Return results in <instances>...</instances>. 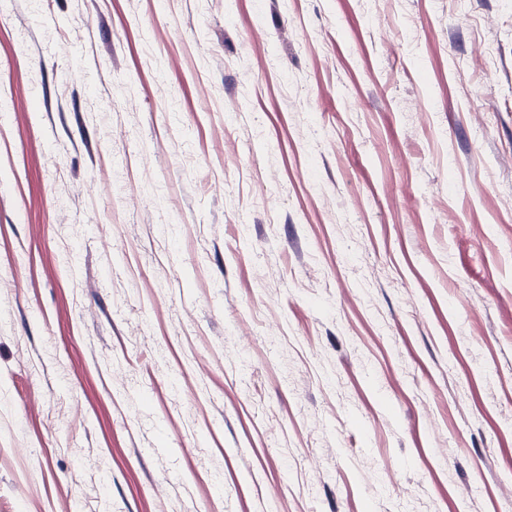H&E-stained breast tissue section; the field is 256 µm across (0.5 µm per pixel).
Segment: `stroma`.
<instances>
[{
  "instance_id": "1",
  "label": "stroma",
  "mask_w": 512,
  "mask_h": 512,
  "mask_svg": "<svg viewBox=\"0 0 512 512\" xmlns=\"http://www.w3.org/2000/svg\"><path fill=\"white\" fill-rule=\"evenodd\" d=\"M0 512H512V0H0Z\"/></svg>"
}]
</instances>
